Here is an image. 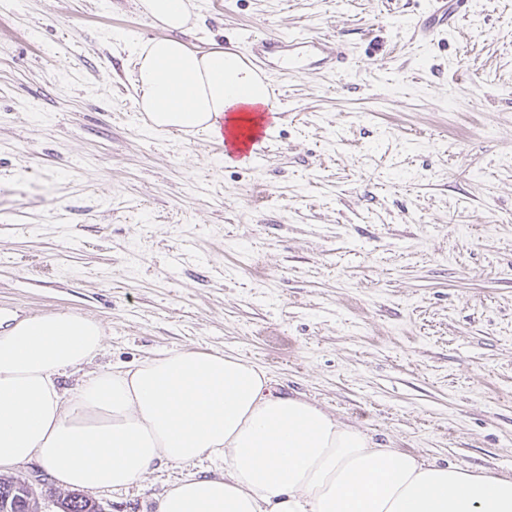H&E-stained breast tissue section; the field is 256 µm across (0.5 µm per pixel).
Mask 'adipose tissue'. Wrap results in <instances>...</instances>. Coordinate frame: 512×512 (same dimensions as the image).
<instances>
[{"label": "adipose tissue", "mask_w": 512, "mask_h": 512, "mask_svg": "<svg viewBox=\"0 0 512 512\" xmlns=\"http://www.w3.org/2000/svg\"><path fill=\"white\" fill-rule=\"evenodd\" d=\"M161 36L132 41L137 106L150 128L231 137L263 128L267 86L242 54L193 49L196 0H138ZM88 316L32 315L0 333V473L39 461L68 489L128 487L161 462L207 459L156 512H512V479L376 447L315 404L276 392L265 370L220 351L159 353L130 367L58 380L103 348Z\"/></svg>", "instance_id": "ef3b65f1"}]
</instances>
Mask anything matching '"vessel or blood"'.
Instances as JSON below:
<instances>
[{
    "mask_svg": "<svg viewBox=\"0 0 512 512\" xmlns=\"http://www.w3.org/2000/svg\"><path fill=\"white\" fill-rule=\"evenodd\" d=\"M460 0H431L425 16L416 28L419 37L428 41L439 34L457 15ZM247 64L280 61V76L329 72L346 64L348 56L329 35L317 32L297 36H260L253 38L244 54Z\"/></svg>",
    "mask_w": 512,
    "mask_h": 512,
    "instance_id": "1",
    "label": "vessel or blood"
}]
</instances>
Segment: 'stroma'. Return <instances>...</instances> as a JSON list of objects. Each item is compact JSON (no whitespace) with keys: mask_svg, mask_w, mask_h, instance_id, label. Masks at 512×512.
<instances>
[{"mask_svg":"<svg viewBox=\"0 0 512 512\" xmlns=\"http://www.w3.org/2000/svg\"><path fill=\"white\" fill-rule=\"evenodd\" d=\"M193 49L319 31L350 64L277 86L243 163L150 130L136 0H0V331L100 321L85 372L166 350L265 369L382 448L512 479V0H197ZM192 471L208 474L210 461ZM162 464L102 512H155ZM461 0H431L430 8L425 16L418 21L416 28L419 37L422 40H432L439 34L448 23L457 15L454 5H458Z\"/></svg>","mask_w":512,"mask_h":512,"instance_id":"1","label":"stroma"}]
</instances>
